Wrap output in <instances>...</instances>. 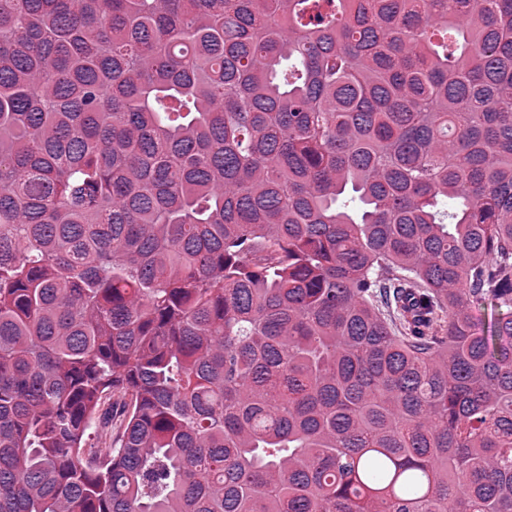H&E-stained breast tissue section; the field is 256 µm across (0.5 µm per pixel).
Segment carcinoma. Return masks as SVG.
I'll return each mask as SVG.
<instances>
[{"label":"carcinoma","mask_w":512,"mask_h":512,"mask_svg":"<svg viewBox=\"0 0 512 512\" xmlns=\"http://www.w3.org/2000/svg\"><path fill=\"white\" fill-rule=\"evenodd\" d=\"M0 512H512V0H0Z\"/></svg>","instance_id":"cac0c4a2"}]
</instances>
